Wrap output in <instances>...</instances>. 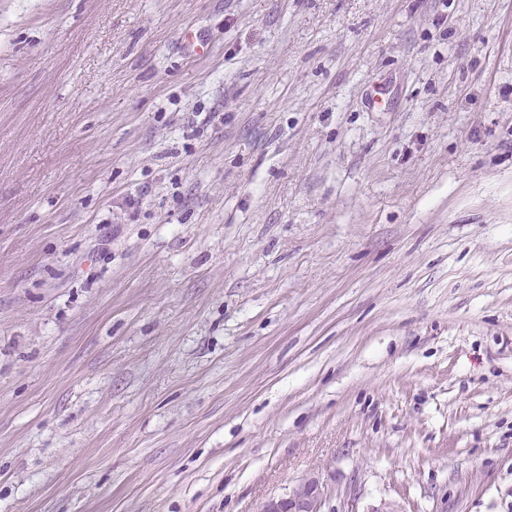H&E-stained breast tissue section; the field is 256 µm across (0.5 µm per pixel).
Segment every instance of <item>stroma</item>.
I'll return each instance as SVG.
<instances>
[{
  "mask_svg": "<svg viewBox=\"0 0 512 512\" xmlns=\"http://www.w3.org/2000/svg\"><path fill=\"white\" fill-rule=\"evenodd\" d=\"M309 479L512 512V0H0V512Z\"/></svg>",
  "mask_w": 512,
  "mask_h": 512,
  "instance_id": "35a3bbf8",
  "label": "stroma"
}]
</instances>
